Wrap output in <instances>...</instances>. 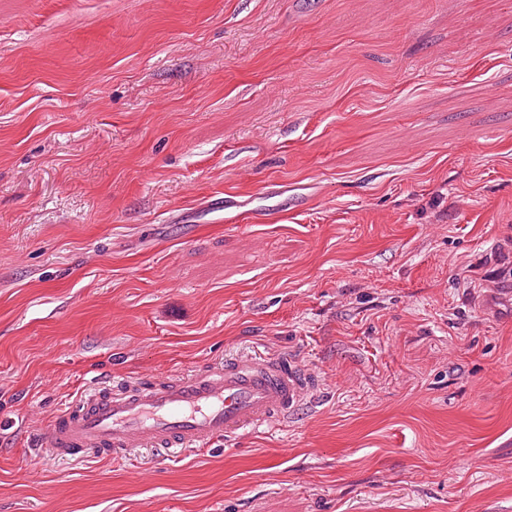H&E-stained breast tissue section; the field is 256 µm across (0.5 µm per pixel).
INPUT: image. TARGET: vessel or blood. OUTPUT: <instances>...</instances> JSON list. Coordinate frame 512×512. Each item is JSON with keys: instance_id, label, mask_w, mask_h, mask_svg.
Instances as JSON below:
<instances>
[{"instance_id": "1", "label": "vessel or blood", "mask_w": 512, "mask_h": 512, "mask_svg": "<svg viewBox=\"0 0 512 512\" xmlns=\"http://www.w3.org/2000/svg\"><path fill=\"white\" fill-rule=\"evenodd\" d=\"M316 386L297 360L252 354L169 380L98 383L52 418L42 453L84 461L133 448H201L293 418Z\"/></svg>"}]
</instances>
